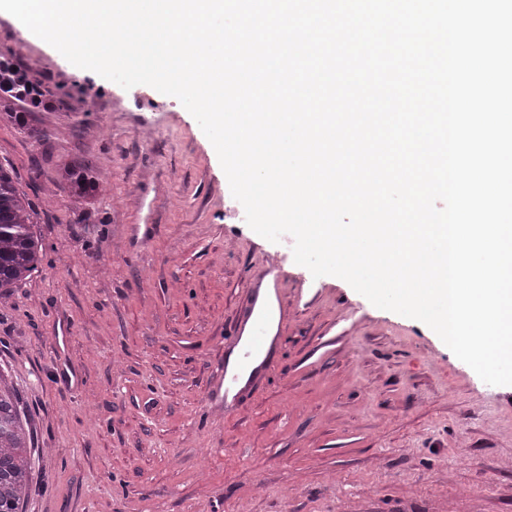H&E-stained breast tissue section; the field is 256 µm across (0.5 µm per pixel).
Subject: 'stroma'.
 Listing matches in <instances>:
<instances>
[{
  "mask_svg": "<svg viewBox=\"0 0 512 512\" xmlns=\"http://www.w3.org/2000/svg\"><path fill=\"white\" fill-rule=\"evenodd\" d=\"M20 36L56 102L0 123L43 246L0 304V368L35 446L25 512H512V387L313 278L292 236L255 233L177 98L75 67L0 14V53ZM74 158L106 175L82 204L57 185ZM272 265L273 368L237 413L210 409Z\"/></svg>",
  "mask_w": 512,
  "mask_h": 512,
  "instance_id": "35a3bbf8",
  "label": "stroma"
}]
</instances>
